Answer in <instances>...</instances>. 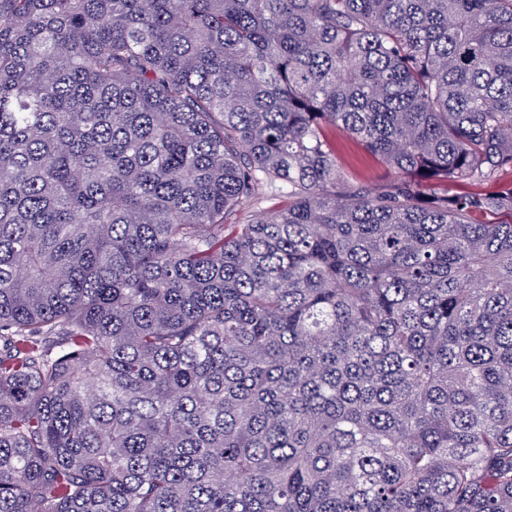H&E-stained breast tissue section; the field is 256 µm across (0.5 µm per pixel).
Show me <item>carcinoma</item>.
Returning <instances> with one entry per match:
<instances>
[{"mask_svg": "<svg viewBox=\"0 0 512 512\" xmlns=\"http://www.w3.org/2000/svg\"><path fill=\"white\" fill-rule=\"evenodd\" d=\"M505 171L512 0H0V512H512ZM336 152L343 159L348 171L357 179L375 185L386 184L396 175L378 163L343 134L336 133ZM512 187V173L504 172L499 177L478 183L460 182L448 186L451 193L494 195Z\"/></svg>", "mask_w": 512, "mask_h": 512, "instance_id": "cac0c4a2", "label": "carcinoma"}]
</instances>
